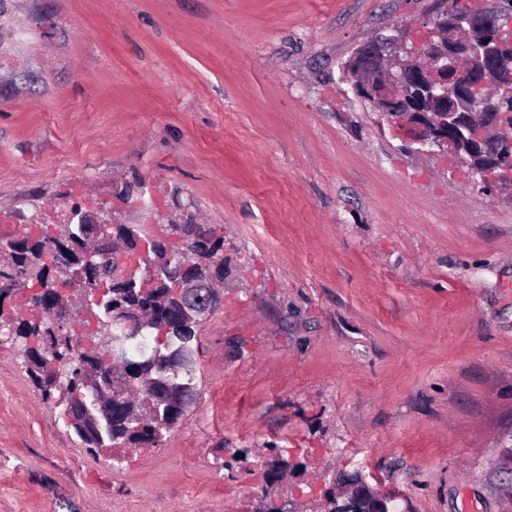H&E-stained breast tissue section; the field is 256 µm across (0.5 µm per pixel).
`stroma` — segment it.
Segmentation results:
<instances>
[{
    "label": "stroma",
    "mask_w": 512,
    "mask_h": 512,
    "mask_svg": "<svg viewBox=\"0 0 512 512\" xmlns=\"http://www.w3.org/2000/svg\"><path fill=\"white\" fill-rule=\"evenodd\" d=\"M440 6L0 0V214L224 238L196 400L132 458L85 448L0 341V512H324L355 474L399 512H512V199L344 73Z\"/></svg>",
    "instance_id": "35a3bbf8"
}]
</instances>
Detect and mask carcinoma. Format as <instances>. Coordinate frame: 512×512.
Instances as JSON below:
<instances>
[{"label": "carcinoma", "mask_w": 512, "mask_h": 512, "mask_svg": "<svg viewBox=\"0 0 512 512\" xmlns=\"http://www.w3.org/2000/svg\"><path fill=\"white\" fill-rule=\"evenodd\" d=\"M16 233L0 237V282L15 280L17 287L40 289L28 299L29 319H13L0 295V324L12 328V341L26 365L34 386L46 401L66 411L80 404L84 382L94 376L112 377V386L126 391L121 409L88 406L89 414L71 424L74 434L91 451L109 448L137 450L156 445L185 414L196 394V345L203 315L185 308L173 294V282L181 275L178 257L165 249L163 240L143 224H117L109 230L115 240L96 235L94 228L71 224L56 235L52 225L38 223L39 231L19 223ZM167 235L185 239L187 260L200 274L224 279L221 251L224 238L215 228L195 224L165 225ZM140 251L141 268L125 279V270L109 255V247ZM63 249L70 264L53 270L46 257ZM96 264L87 263L88 254ZM158 272L149 288L141 287L146 268ZM70 292V305L94 319L109 322L112 310L138 312L158 327L145 328L152 342L150 357L128 355L105 358L95 347L74 350L71 323L58 322L51 312L58 301L54 289ZM58 360L52 364V360Z\"/></svg>", "instance_id": "cac0c4a2"}]
</instances>
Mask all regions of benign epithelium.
<instances>
[{"instance_id": "7a95c632", "label": "benign epithelium", "mask_w": 512, "mask_h": 512, "mask_svg": "<svg viewBox=\"0 0 512 512\" xmlns=\"http://www.w3.org/2000/svg\"><path fill=\"white\" fill-rule=\"evenodd\" d=\"M502 17L478 9L443 8L436 13L432 28L419 41L407 43L402 30L382 37L350 59L352 68L368 65L387 72L381 83L357 84L355 93L368 99L380 119L403 140L433 156L453 160L465 169L466 179L482 193H498L512 187V144L494 141L490 131L512 122V32L503 30ZM416 87L429 103L440 109L427 112L421 101L407 98V88ZM477 99L482 111H463ZM78 224L98 228L110 221L98 210L89 209L74 217ZM112 328L137 341V352L149 349L140 342L144 325L135 312L112 316ZM111 406L125 405L124 395L108 384L93 385ZM341 506L352 508L362 500L373 512H390L395 496L356 475L340 490Z\"/></svg>"}]
</instances>
